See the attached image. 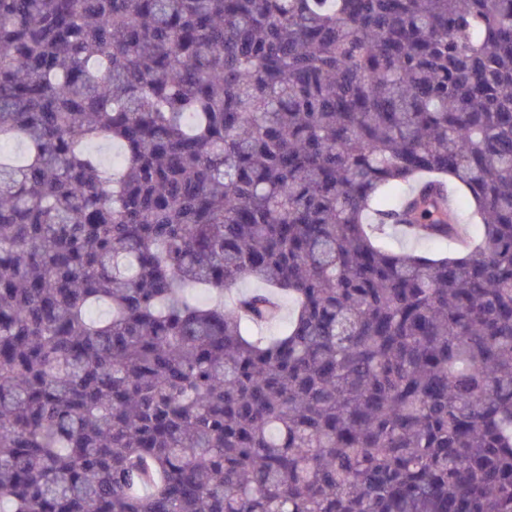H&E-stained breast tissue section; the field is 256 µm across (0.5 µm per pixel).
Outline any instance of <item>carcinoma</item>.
I'll return each mask as SVG.
<instances>
[{"label":"carcinoma","mask_w":512,"mask_h":512,"mask_svg":"<svg viewBox=\"0 0 512 512\" xmlns=\"http://www.w3.org/2000/svg\"><path fill=\"white\" fill-rule=\"evenodd\" d=\"M6 140L9 512H512V0H0Z\"/></svg>","instance_id":"cac0c4a2"}]
</instances>
